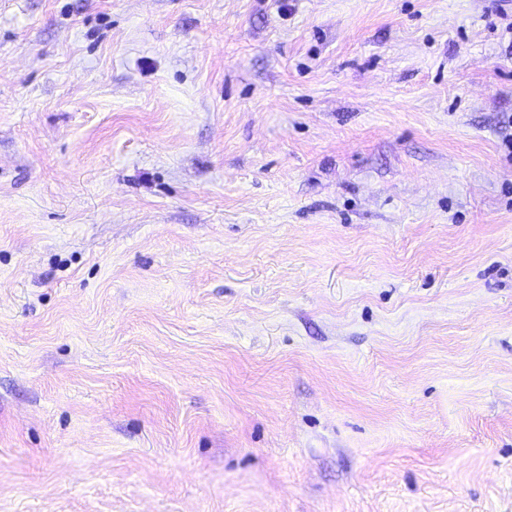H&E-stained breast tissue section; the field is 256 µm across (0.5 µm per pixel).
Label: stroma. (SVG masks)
Wrapping results in <instances>:
<instances>
[{
  "label": "stroma",
  "mask_w": 512,
  "mask_h": 512,
  "mask_svg": "<svg viewBox=\"0 0 512 512\" xmlns=\"http://www.w3.org/2000/svg\"><path fill=\"white\" fill-rule=\"evenodd\" d=\"M0 512H512V0H0Z\"/></svg>",
  "instance_id": "1"
}]
</instances>
